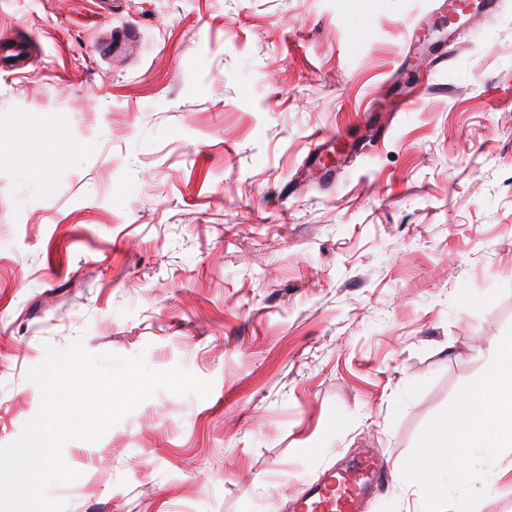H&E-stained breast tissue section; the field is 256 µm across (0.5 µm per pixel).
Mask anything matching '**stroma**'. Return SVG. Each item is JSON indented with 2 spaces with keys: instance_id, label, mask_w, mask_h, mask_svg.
Listing matches in <instances>:
<instances>
[{
  "instance_id": "35a3bbf8",
  "label": "stroma",
  "mask_w": 512,
  "mask_h": 512,
  "mask_svg": "<svg viewBox=\"0 0 512 512\" xmlns=\"http://www.w3.org/2000/svg\"><path fill=\"white\" fill-rule=\"evenodd\" d=\"M0 0V445L82 339L160 390L66 512H289L375 449L363 512L512 328V0ZM475 512H512V450ZM360 468L367 471L376 488L382 487L388 480L387 469L374 450L364 453Z\"/></svg>"
}]
</instances>
